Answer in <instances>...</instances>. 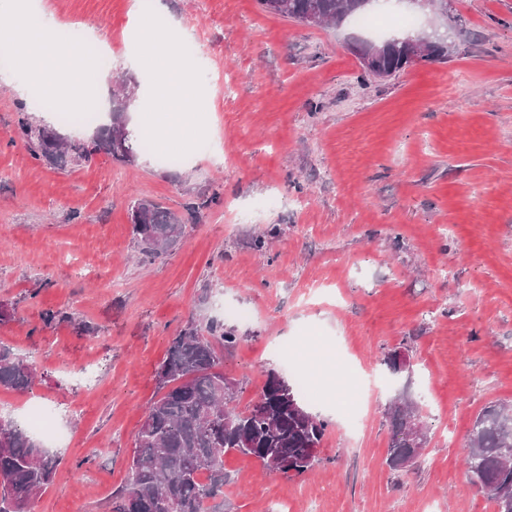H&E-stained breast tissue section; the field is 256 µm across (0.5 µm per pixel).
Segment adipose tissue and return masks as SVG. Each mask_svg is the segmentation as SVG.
Masks as SVG:
<instances>
[{
  "instance_id": "1",
  "label": "adipose tissue",
  "mask_w": 512,
  "mask_h": 512,
  "mask_svg": "<svg viewBox=\"0 0 512 512\" xmlns=\"http://www.w3.org/2000/svg\"><path fill=\"white\" fill-rule=\"evenodd\" d=\"M25 11L13 13L10 34L0 39V52L23 60L28 74L45 78L47 95L67 94L71 99L83 97L88 80H95L97 87H105L112 78L111 71H101L95 77H88L86 71L73 63L74 48L62 41L52 18H45L39 28L33 29L26 23ZM146 50L163 45V62L155 77L156 93L162 102L159 115L147 125H139L137 136L163 138L178 132L187 121L192 104L184 95L186 84L197 81L196 68L182 60L177 44L166 34L147 33L143 36Z\"/></svg>"
}]
</instances>
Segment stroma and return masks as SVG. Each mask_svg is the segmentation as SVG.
<instances>
[{"instance_id":"35a3bbf8","label":"stroma","mask_w":512,"mask_h":512,"mask_svg":"<svg viewBox=\"0 0 512 512\" xmlns=\"http://www.w3.org/2000/svg\"><path fill=\"white\" fill-rule=\"evenodd\" d=\"M131 2L42 5L105 29L140 123L161 60L130 61L135 33L158 19L202 36L199 111L133 163L35 160L14 133L26 70L0 67V343L37 371L30 391L0 388V414L24 422L41 398L70 432L31 512H110L173 336L213 319L238 338L222 369L243 383L240 406L267 369L290 378L297 362L323 388L338 361L370 383L355 399L304 400L330 426L303 477L225 455L224 512H494L463 457L478 414L512 404V0H449L447 59L367 79L352 18L319 28L257 0H150L139 23ZM161 149L185 159L165 164ZM141 197L186 225L152 262L131 236ZM48 309L61 314L49 326ZM393 350L409 354L410 379L384 365ZM403 391L428 444L394 471L385 408Z\"/></svg>"}]
</instances>
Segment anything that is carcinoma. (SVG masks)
<instances>
[{
    "label": "carcinoma",
    "instance_id": "cac0c4a2",
    "mask_svg": "<svg viewBox=\"0 0 512 512\" xmlns=\"http://www.w3.org/2000/svg\"><path fill=\"white\" fill-rule=\"evenodd\" d=\"M357 0H257L268 14L296 22L311 16L317 24H336L364 13ZM413 41H398L363 66L364 72L388 77L408 69ZM131 78L122 76L112 90L111 121L97 128L90 142L76 141L46 125L37 124L18 106L16 132L28 141L33 157L51 168L80 166L105 154L128 164L135 148L128 131L127 112L134 96ZM132 236L143 260L165 255L184 234L175 211L153 199L134 200L129 209ZM237 342L234 331L213 320L205 328L190 322L173 337L156 371L158 392L147 405L134 434L125 486L112 499V512H220L212 505L224 495V455L250 456L270 472L288 464L294 475L311 471L317 461L329 422L303 416L301 394L295 385L282 388L276 370L266 379L256 401L241 411L224 408L218 390L222 361L219 346ZM35 381L29 362L0 345V388L25 392ZM391 439L387 464L420 457L411 427L420 418L418 405L397 397L387 408ZM0 427V512H29L33 500L52 482L61 458L11 418ZM466 467L469 483L481 486L496 512H512V501L498 489L512 485V407L491 405L475 419L468 435Z\"/></svg>",
    "mask_w": 512,
    "mask_h": 512
}]
</instances>
